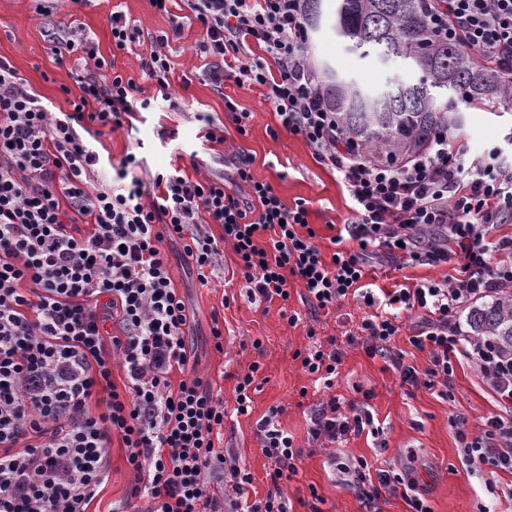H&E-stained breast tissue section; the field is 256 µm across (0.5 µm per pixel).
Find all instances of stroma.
<instances>
[{"label": "stroma", "mask_w": 512, "mask_h": 512, "mask_svg": "<svg viewBox=\"0 0 512 512\" xmlns=\"http://www.w3.org/2000/svg\"><path fill=\"white\" fill-rule=\"evenodd\" d=\"M115 11L125 14L139 31L137 42L122 51L112 44L108 22ZM55 19L59 28L84 29L100 55L109 58L115 71L133 78L142 97L150 101L132 126L96 143L102 160L100 185H111L113 164L130 151L143 160L136 171L142 179L174 166L192 178L200 173L229 177L234 173L235 155L244 153L252 159L253 177L271 183L287 205L306 201L308 220L320 236L323 255L331 257L333 237L352 217L346 188L335 171L317 161L301 137L282 128L263 88L228 80L219 90L210 83L206 77L209 61L194 51L205 32L190 18L183 0H173L165 14L155 12L148 0H82L58 10ZM164 31L170 35L167 52L173 67V99L169 102L158 97L153 81L139 67V59L149 53L153 37ZM312 51L331 60L339 71L367 89L395 75L406 80L413 77L399 64L385 66L376 57L363 58L350 52L345 41L329 29L314 39ZM0 57L10 62L29 89L55 112L70 108L63 87L73 86L76 76L95 70L92 60L79 52L66 58L64 64L55 63L33 0H0ZM228 99L248 113L246 135L237 133L225 112ZM200 112L223 122V143L200 139V124L195 119ZM462 113V124L451 127L450 132L466 140L471 154L487 153L512 137V95L500 99L493 110L466 107ZM193 150L198 153L194 159L189 156ZM169 256L173 283L190 315L186 346L191 353L188 365L172 372L171 383L201 376L210 380L225 407L231 408L238 376L251 364L260 366L262 384L253 396L251 414L228 415L223 429L224 447L233 450L241 466L251 473L252 490L257 495L266 492L270 463L255 437L254 422L277 411L281 427L293 435L296 445L307 446L310 414L325 394L302 370L295 354L332 337L342 354L336 394L351 399L360 390L370 393V410L376 426L383 430L378 439L367 433L350 436L341 444L345 453L366 458L377 469L413 473L433 512H481L485 507L490 512H512V474L470 470L459 452L453 416L465 417L473 426L480 417L499 410L495 394L471 362L456 359L449 383L451 396L442 398L438 390L403 384L391 361L369 357L361 343H348V334L357 332L367 312L359 298L342 300L338 306L313 315L299 295H292L289 307L301 317L292 326L281 317L278 302L254 303L247 297L232 248H225L223 268L214 272L205 286L184 263L178 245H170ZM370 264L367 280L377 288L398 284L414 289L457 275L452 263L419 265L374 258ZM215 314L224 319V350L220 353L214 350L210 336ZM311 328L316 331L312 337L307 334ZM109 456V480L88 512H112L134 481L120 440H113ZM489 482L496 485V493L487 492ZM314 491L322 499V512H361L354 492L336 483L321 451L305 456L298 474L285 487L293 512H310Z\"/></svg>", "instance_id": "1"}]
</instances>
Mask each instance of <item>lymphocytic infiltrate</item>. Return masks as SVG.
Segmentation results:
<instances>
[{
  "label": "lymphocytic infiltrate",
  "mask_w": 512,
  "mask_h": 512,
  "mask_svg": "<svg viewBox=\"0 0 512 512\" xmlns=\"http://www.w3.org/2000/svg\"><path fill=\"white\" fill-rule=\"evenodd\" d=\"M205 32L198 45L214 87L226 79L264 87L281 126L301 136L319 163L336 170L353 202L348 248L324 258L305 202L286 205L270 183L254 180L248 155L234 157L235 179L190 178L171 167L149 180L127 153L117 186L96 187L94 138L123 128L137 108L133 79L105 74V58L79 28L59 29V0L36 13L56 62L80 51L96 74L77 77L70 111H50L13 66L0 59V512H87L110 476L108 448L120 437L135 473L128 502L145 512H292L283 491L305 454L275 415L255 423L270 460L265 496L250 498V472L227 461L216 441L224 400L200 376L172 385L190 359L186 305L173 286L164 250L181 240L200 282L232 247L251 299L287 304L301 285L314 309L355 296L392 310L423 309L410 344L428 351L424 370L405 364L392 339L395 318H363L369 356L393 362L403 383L447 386L461 354L496 395L500 412L476 430L454 421L465 463L512 473V351L490 338L467 340L456 320L466 305L512 287V156L502 147L471 155L440 130L425 147L392 163L352 150L321 100L306 50L302 0H186ZM433 34L459 40L512 82V0H427ZM167 35L140 67L170 100ZM88 218L82 233L76 219ZM219 225L220 234L210 232ZM438 265L457 256L458 277L375 295L363 287L373 251ZM120 363L123 386L112 380ZM337 348L316 346L302 369L325 389L336 385ZM367 402L330 395L310 417L312 442H336L373 428ZM339 482L363 512H381L382 489L406 485L410 512H432L416 484L367 460L332 454ZM223 485V494L213 491Z\"/></svg>",
  "instance_id": "f902f5d3"
}]
</instances>
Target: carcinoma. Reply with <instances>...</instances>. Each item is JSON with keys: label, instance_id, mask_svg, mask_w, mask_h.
Listing matches in <instances>:
<instances>
[{"label": "carcinoma", "instance_id": "obj_1", "mask_svg": "<svg viewBox=\"0 0 512 512\" xmlns=\"http://www.w3.org/2000/svg\"><path fill=\"white\" fill-rule=\"evenodd\" d=\"M303 13L308 38L331 18L350 50L363 58L373 53L382 64L405 62L415 72L412 82L366 90L329 62H312L344 139L357 150L376 147L381 161L422 149L437 129L453 124L456 100L492 109L507 93L503 75L476 52L434 38L425 0H303ZM467 319L472 335L512 348V294L474 306Z\"/></svg>", "mask_w": 512, "mask_h": 512}]
</instances>
